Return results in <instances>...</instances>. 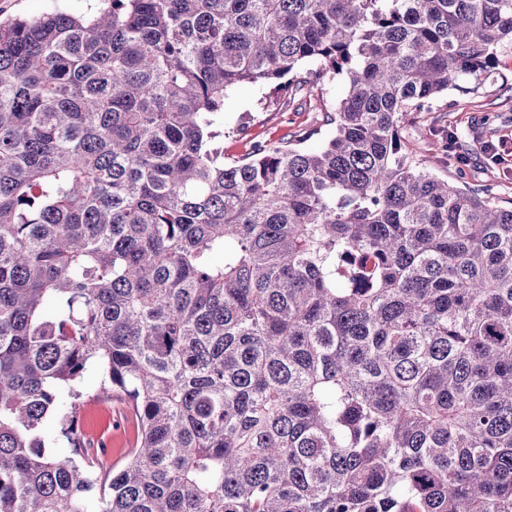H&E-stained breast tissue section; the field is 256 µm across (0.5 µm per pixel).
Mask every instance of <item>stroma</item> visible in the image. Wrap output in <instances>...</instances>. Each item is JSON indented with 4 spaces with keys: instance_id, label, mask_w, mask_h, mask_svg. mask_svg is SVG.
<instances>
[{
    "instance_id": "35a3bbf8",
    "label": "stroma",
    "mask_w": 512,
    "mask_h": 512,
    "mask_svg": "<svg viewBox=\"0 0 512 512\" xmlns=\"http://www.w3.org/2000/svg\"><path fill=\"white\" fill-rule=\"evenodd\" d=\"M343 77L318 83L321 112L311 111L304 97L262 112L260 99L271 96L272 85H243L231 90L224 100L226 157L248 152L252 143L277 141L303 135L320 126L322 112L335 111L344 96ZM249 123L246 136L236 135L235 127ZM454 132L467 145V164L443 157L440 143L445 132ZM406 147L427 170L445 177L462 188H484L498 200L512 199V50L499 56L498 74L472 84L461 80L459 88L448 90L432 102L428 112L410 113L401 123ZM492 143L495 153L483 152V143ZM101 373L89 368L80 384L83 393L79 425L88 430L107 425L112 432V462H122L132 438L133 427L123 403L100 396Z\"/></svg>"
}]
</instances>
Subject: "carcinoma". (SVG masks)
I'll use <instances>...</instances> for the list:
<instances>
[{"label":"carcinoma","mask_w":512,"mask_h":512,"mask_svg":"<svg viewBox=\"0 0 512 512\" xmlns=\"http://www.w3.org/2000/svg\"><path fill=\"white\" fill-rule=\"evenodd\" d=\"M103 2L0 21V512H512V206L400 134L512 0ZM307 63L332 136L224 159L228 91ZM346 90L345 80L341 76L334 79H325L318 82L314 95H319L323 112H334L337 104L344 96ZM101 373L96 367H90L86 372L83 381L80 383L83 402L80 411V433L87 442L85 431L102 425L107 421L108 431L112 430V456L110 455L109 439L98 438L99 447H105L101 452L104 458H109V463H121L128 450L132 438L133 427L128 418L123 403L116 397H103L98 394L101 383Z\"/></svg>","instance_id":"cac0c4a2"}]
</instances>
